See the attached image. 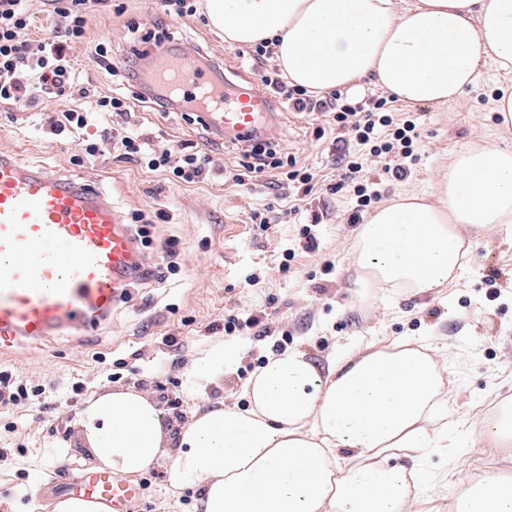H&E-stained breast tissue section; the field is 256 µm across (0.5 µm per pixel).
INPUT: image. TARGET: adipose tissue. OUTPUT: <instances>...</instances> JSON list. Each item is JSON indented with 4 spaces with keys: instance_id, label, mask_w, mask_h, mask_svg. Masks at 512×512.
I'll list each match as a JSON object with an SVG mask.
<instances>
[{
    "instance_id": "1",
    "label": "adipose tissue",
    "mask_w": 512,
    "mask_h": 512,
    "mask_svg": "<svg viewBox=\"0 0 512 512\" xmlns=\"http://www.w3.org/2000/svg\"><path fill=\"white\" fill-rule=\"evenodd\" d=\"M229 46L274 44L289 84L322 95L365 81L407 104L443 106L486 62L512 70V0H205ZM437 204L411 194L361 224L354 263L368 280L417 293L451 287L466 244L458 227L512 225V146L469 147L435 185ZM237 342L196 358L198 389L233 372ZM243 409L203 405L170 433L156 402L131 390L88 399L76 435L97 467L121 476L169 458L167 483L200 490L199 512H409L401 453L447 435L443 368L411 343L373 345L318 368L305 351L268 356L244 387ZM456 512H512L498 473L449 487Z\"/></svg>"
}]
</instances>
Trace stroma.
Masks as SVG:
<instances>
[{
    "mask_svg": "<svg viewBox=\"0 0 512 512\" xmlns=\"http://www.w3.org/2000/svg\"><path fill=\"white\" fill-rule=\"evenodd\" d=\"M115 13L98 18L88 43L76 53L86 80L100 90L112 84L88 68L91 45L108 41L128 48L129 22L140 33L153 31L161 0H112ZM177 47H200L219 61L225 73L244 69L237 48L225 44L203 14L169 18ZM512 87V75L493 66L481 69L477 84L444 106L400 104L420 119L419 161L403 183L382 181L384 203L409 193H429L452 157L470 145L512 144L492 102ZM276 117L265 141L281 155L311 167L319 182L304 201L277 187L238 185L215 174L206 183L181 184L135 163L103 156L80 166L71 162L73 142L44 135L34 119L14 120L13 106L0 103V154L21 167L91 181L125 216L143 212L148 220L141 254L161 265V281L150 287L130 282L112 317L85 342L52 336L23 342L0 353V370L11 371L30 386H41V402H25L0 415V512H53L67 487L94 470L75 438L72 422L88 398L116 389H133L153 399L168 419L185 422L204 404L244 406L243 390L266 357L298 348L319 367L357 354L374 342L414 341L444 362L448 380V418L455 426L444 448L405 458L419 473L421 493L414 512H448V485L491 471L512 475V455L488 447L479 427L512 402V229L485 234L465 227L470 251L464 271L452 287L434 294L365 283L352 258L358 223L356 203L347 192L332 193L340 179L332 135L317 137L320 116H302L275 105ZM142 128L152 142L188 143L217 163L228 156L206 140L192 112L144 113ZM299 214H292V207ZM266 213L271 223L258 229L250 216ZM311 228L318 247L302 249L301 231ZM293 260H285L286 251ZM258 277L249 285L250 277ZM495 286H488V279ZM499 297H491V288ZM261 317L267 334L241 329L237 369L218 384L198 391L190 376L193 361L224 336V323ZM167 460L135 476L140 512H194L195 492L167 490Z\"/></svg>",
    "mask_w": 512,
    "mask_h": 512,
    "instance_id": "stroma-1",
    "label": "stroma"
}]
</instances>
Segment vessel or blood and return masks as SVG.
<instances>
[{
  "mask_svg": "<svg viewBox=\"0 0 512 512\" xmlns=\"http://www.w3.org/2000/svg\"><path fill=\"white\" fill-rule=\"evenodd\" d=\"M150 56V79L188 96L211 134L258 132L272 100L252 80H218L189 51L155 47ZM136 261L121 214L94 187L0 155V350L96 328L111 316ZM74 494L134 512L139 488L101 468Z\"/></svg>",
  "mask_w": 512,
  "mask_h": 512,
  "instance_id": "1",
  "label": "vessel or blood"
}]
</instances>
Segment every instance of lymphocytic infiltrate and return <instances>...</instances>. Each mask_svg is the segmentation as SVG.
<instances>
[{
  "label": "lymphocytic infiltrate",
  "mask_w": 512,
  "mask_h": 512,
  "mask_svg": "<svg viewBox=\"0 0 512 512\" xmlns=\"http://www.w3.org/2000/svg\"><path fill=\"white\" fill-rule=\"evenodd\" d=\"M46 24L33 35V13L29 0H0V103L28 109L35 103L65 96L76 98L75 106L41 112L37 122L42 132L65 137L75 143L88 160L105 151L117 159L135 162L151 172L171 175L176 182L199 183L215 168L210 155L184 153L168 145H150L132 119L133 102L150 104L159 112L171 111L181 96L151 85L145 78V52L126 50L113 62L109 47L96 46L89 61L101 73L118 77L120 87L109 93L85 82L75 63V54L86 41L97 17L112 8L111 0H43ZM271 46H255L249 57L255 75L269 96L286 104L289 111L319 114L334 125L344 146L340 157L341 178L353 185L358 208L381 199L373 182L363 174V154L383 159L382 171L395 181L409 179L417 161L420 131L407 113L398 111L392 98L351 101L334 92L317 97L305 89L288 85L271 67ZM133 94H126V87ZM239 155L236 168L227 176L239 185H256L276 174L282 181L310 194L318 182L315 172L298 165L296 158H278L275 148L242 137L234 147Z\"/></svg>",
  "instance_id": "obj_1"
}]
</instances>
